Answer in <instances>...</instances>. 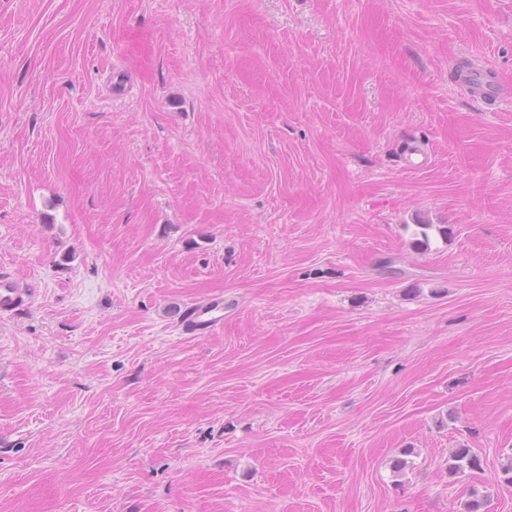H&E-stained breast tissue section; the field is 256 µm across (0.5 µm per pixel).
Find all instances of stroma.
I'll list each match as a JSON object with an SVG mask.
<instances>
[{
	"mask_svg": "<svg viewBox=\"0 0 512 512\" xmlns=\"http://www.w3.org/2000/svg\"><path fill=\"white\" fill-rule=\"evenodd\" d=\"M0 270V512H512V0H0ZM477 70L475 66L461 62L457 72L461 85L474 98L493 102L500 100L505 94L504 89L488 73L480 79ZM28 289L22 288L11 274L0 271V315L13 314L27 301ZM224 321V298L218 296L203 305H192L186 309L180 323L186 335H207ZM482 469V458L474 451L473 448L467 446H460L459 448H452L448 455V473L460 474L465 473L466 470L478 471Z\"/></svg>",
	"mask_w": 512,
	"mask_h": 512,
	"instance_id": "stroma-1",
	"label": "stroma"
}]
</instances>
